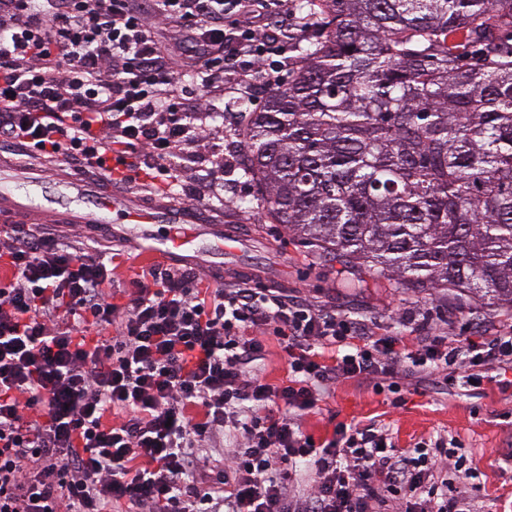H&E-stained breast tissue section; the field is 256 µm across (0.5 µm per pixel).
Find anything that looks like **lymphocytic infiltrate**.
Listing matches in <instances>:
<instances>
[{
	"instance_id": "lymphocytic-infiltrate-1",
	"label": "lymphocytic infiltrate",
	"mask_w": 512,
	"mask_h": 512,
	"mask_svg": "<svg viewBox=\"0 0 512 512\" xmlns=\"http://www.w3.org/2000/svg\"><path fill=\"white\" fill-rule=\"evenodd\" d=\"M285 2L0 0V138L125 184L176 181L199 151L223 169L211 100L228 80L279 84L266 20ZM159 20L176 45L157 39ZM237 51L252 75L232 71ZM181 67L201 73L196 91ZM0 265V512H463L472 472L443 438L400 451L376 425L341 424L319 444L296 414L332 384L402 366L479 387L493 365L512 368V333L393 336L158 264L118 303L112 259L24 224L0 225ZM271 336L284 386L246 373ZM228 434L235 448L210 460ZM302 460L309 489L292 496Z\"/></svg>"
}]
</instances>
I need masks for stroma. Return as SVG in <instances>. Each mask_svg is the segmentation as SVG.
<instances>
[{"mask_svg": "<svg viewBox=\"0 0 512 512\" xmlns=\"http://www.w3.org/2000/svg\"><path fill=\"white\" fill-rule=\"evenodd\" d=\"M238 113L224 119V171H216L203 155L188 156L183 186L163 193L165 201L186 205L185 188L223 175L224 198L202 204L209 219L238 231L242 240L233 251L220 253L212 240L193 270L212 285L245 274L259 285L277 288L318 308L378 324L406 336H445L459 341L481 340L512 328V310L492 303L473 305L447 291L408 290L365 270H353L320 256L283 225L266 223L255 188L239 180L235 165L241 146L235 135ZM45 230L61 237L76 232L116 254L115 290L128 286L130 269L153 265L143 245L144 225L116 229L99 224H49ZM379 421L396 448L444 437L459 442L479 476L468 491L471 512H512V388L497 382L466 391L461 384L434 383L414 390L401 381L397 392L375 382L342 381L331 385L317 407L303 414L302 430L315 441L332 439L341 423Z\"/></svg>", "mask_w": 512, "mask_h": 512, "instance_id": "35a3bbf8", "label": "stroma"}]
</instances>
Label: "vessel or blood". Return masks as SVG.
Wrapping results in <instances>:
<instances>
[{"mask_svg":"<svg viewBox=\"0 0 512 512\" xmlns=\"http://www.w3.org/2000/svg\"><path fill=\"white\" fill-rule=\"evenodd\" d=\"M90 204L95 223L108 224L113 212H121L126 224H171L196 227L202 219L189 209L176 208L159 201L143 205L132 196L113 192L106 176L77 179L62 178L53 173L23 179L21 185L0 187V222L50 224L85 222L82 206ZM187 236H170L168 241L154 242L152 254L162 257L180 256L188 250Z\"/></svg>","mask_w":512,"mask_h":512,"instance_id":"obj_1","label":"vessel or blood"}]
</instances>
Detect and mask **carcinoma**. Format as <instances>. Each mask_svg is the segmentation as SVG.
I'll use <instances>...</instances> for the list:
<instances>
[{
  "instance_id": "cac0c4a2",
  "label": "carcinoma",
  "mask_w": 512,
  "mask_h": 512,
  "mask_svg": "<svg viewBox=\"0 0 512 512\" xmlns=\"http://www.w3.org/2000/svg\"><path fill=\"white\" fill-rule=\"evenodd\" d=\"M288 81L243 110L267 222L401 288L512 307V0H306Z\"/></svg>"
}]
</instances>
